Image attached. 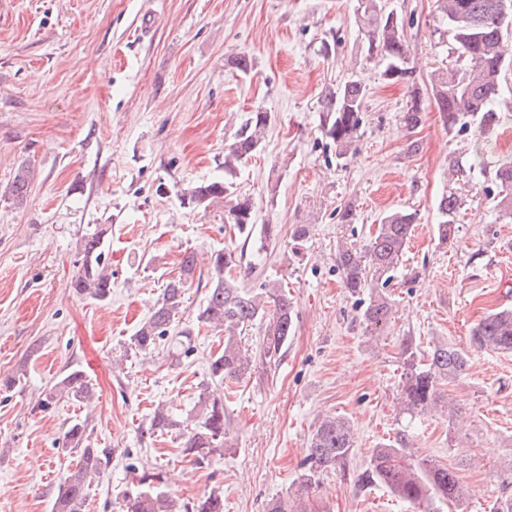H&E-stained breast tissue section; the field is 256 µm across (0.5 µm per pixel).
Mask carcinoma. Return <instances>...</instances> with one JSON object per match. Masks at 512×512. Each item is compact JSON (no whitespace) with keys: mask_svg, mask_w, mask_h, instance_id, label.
Returning a JSON list of instances; mask_svg holds the SVG:
<instances>
[{"mask_svg":"<svg viewBox=\"0 0 512 512\" xmlns=\"http://www.w3.org/2000/svg\"><path fill=\"white\" fill-rule=\"evenodd\" d=\"M500 2L435 0L437 22L451 35L458 64L432 71L429 93L450 129H463L470 120L488 130L498 123L493 102L505 74L512 67V33L499 26ZM355 20L366 43L367 58L382 65V76L393 82L409 79L412 76L410 49L403 23L398 14L387 7V0H358ZM368 93L363 78L355 74L324 94V129L336 147L338 158L345 157L357 137ZM424 111L421 94L416 89L412 91L410 106L401 121L407 129L413 130L421 123ZM267 120V113L256 111L241 124L234 141L224 152V178L182 189V196L197 207L224 204V223L233 225L241 235L253 232L254 206L250 197L234 194L233 178L239 165L260 151ZM29 182L28 168H18L8 188L14 201H24ZM492 183L496 190L484 187L482 192L492 198L500 217L512 220V162L496 169ZM461 205V199L452 191L442 195L439 201L440 220L435 233L443 247L454 244ZM413 232V214L393 211L377 225L365 246L345 244L338 249L337 265L342 270L344 287L350 293L358 294L364 288L379 289L370 296L363 311L365 328L372 336L380 334L390 323L392 304L380 289L394 279ZM106 247L103 230L79 240L80 266L70 281V288L77 295L99 302L110 297L112 273L105 264ZM210 263L211 286L206 303L198 311L197 321L224 331L223 350L209 359V374L222 385L226 380L239 381L251 375L258 361L277 362L293 333L296 313L288 290L277 280H265L255 291L240 286L232 273L237 267L234 253L217 250L211 255ZM195 274L194 255L187 254L181 260L179 276L169 280L159 303L135 331V347L146 351L167 336L175 316L183 308L187 284ZM255 323L262 326L263 336L253 352L242 348L237 336ZM471 344L480 349L512 352V308L494 311L477 323L472 329ZM402 358L404 413L410 416L444 413L451 419L460 412L457 404L445 397L441 386L466 369L468 354L465 350L436 344L431 351L421 353L408 342L402 349ZM93 395L91 380L82 371L73 369L42 394L34 409L47 412L62 396L79 403ZM198 405L200 409L184 441V453L201 465L211 461L219 449L228 447V440L224 429V397L212 391L204 392ZM88 438L86 425L79 420L72 422L63 434L64 443L78 454V461L60 478L53 512H83L92 479L112 462L114 450L93 448ZM353 448L354 436L349 423L335 416L323 418L309 440L305 457L307 468L298 477L300 494L293 499L271 502L268 512H314L309 489L318 483L320 473L345 462ZM158 477L157 473L142 475L141 482L146 488L125 498V512H224L222 494L210 492L192 504H181L153 485ZM360 478L369 484H381L394 496L412 504L433 497L458 508L464 503L465 488L457 473L432 460L415 458L403 438L395 445L386 444L377 449Z\"/></svg>","mask_w":512,"mask_h":512,"instance_id":"cac0c4a2","label":"carcinoma"}]
</instances>
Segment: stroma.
I'll use <instances>...</instances> for the list:
<instances>
[{
  "instance_id": "35a3bbf8",
  "label": "stroma",
  "mask_w": 512,
  "mask_h": 512,
  "mask_svg": "<svg viewBox=\"0 0 512 512\" xmlns=\"http://www.w3.org/2000/svg\"><path fill=\"white\" fill-rule=\"evenodd\" d=\"M404 21L410 81L390 83L367 61L356 0H0V375L24 367L21 386L0 391V512H51L60 476L76 464L62 448L73 420L93 447L112 449L96 477L88 512H121L139 470L162 472L180 502L211 491L224 512H266L294 494L307 443L324 415L346 418L355 448L321 474L317 512H449L433 501L413 510L380 485L358 481L381 444L406 438L418 457L453 468L467 488L464 512H491L512 498V353L470 343L472 327L512 307V222L499 220L482 187L512 162V70L494 100L496 128L448 129L436 107L406 131L412 89L440 67L435 0H389ZM244 53L248 73L231 67ZM369 87L348 157L321 123L322 96L351 71ZM269 125L262 150L235 179L252 198L257 224L276 239L244 237L224 208L184 203L180 190L224 175V149L249 112ZM420 149L407 150L410 140ZM469 175L449 181L448 164ZM33 178L27 201L3 190L19 166ZM463 205L452 247H438L442 193ZM352 210L353 223L341 221ZM415 213L414 235L386 293L388 329L369 337L368 292L350 294L336 265L341 243L363 245L390 210ZM311 227L293 239V225ZM106 229L112 295L73 294L76 243ZM220 249L242 253L249 288L278 279L296 308L280 360L232 382L224 400L231 446L210 464L183 454L180 423L196 414L208 362L224 335L201 327L184 353L176 331L205 302ZM197 257L174 333L141 352L132 341L185 254ZM441 342L467 350L466 370L444 391L460 404L456 426L437 415L403 413L397 395L401 344ZM95 387L93 400L35 411L42 392L72 369ZM175 428L147 434L154 411Z\"/></svg>"
}]
</instances>
